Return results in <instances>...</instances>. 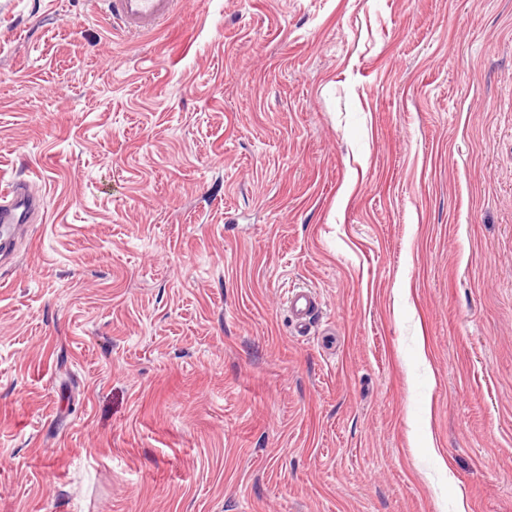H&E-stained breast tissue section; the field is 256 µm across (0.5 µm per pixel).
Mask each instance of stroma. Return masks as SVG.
<instances>
[{"label":"stroma","instance_id":"35a3bbf8","mask_svg":"<svg viewBox=\"0 0 512 512\" xmlns=\"http://www.w3.org/2000/svg\"><path fill=\"white\" fill-rule=\"evenodd\" d=\"M32 173L0 512H512V0H0ZM96 13L112 18L113 30L130 36L151 32L178 11L181 0H89ZM321 304L312 290L293 288L288 292V309L292 319L303 327L319 312Z\"/></svg>","mask_w":512,"mask_h":512}]
</instances>
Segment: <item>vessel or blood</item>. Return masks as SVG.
<instances>
[{
  "instance_id": "b4317fda",
  "label": "vessel or blood",
  "mask_w": 512,
  "mask_h": 512,
  "mask_svg": "<svg viewBox=\"0 0 512 512\" xmlns=\"http://www.w3.org/2000/svg\"><path fill=\"white\" fill-rule=\"evenodd\" d=\"M96 13L108 16L114 30L130 36L151 32L178 11L181 0H90ZM43 208V196L35 179H15L0 190V258L11 242ZM321 304L312 290L296 288L288 293V309L299 325H307Z\"/></svg>"
}]
</instances>
